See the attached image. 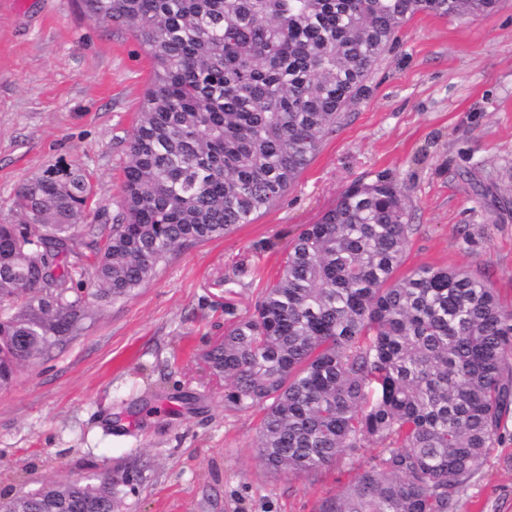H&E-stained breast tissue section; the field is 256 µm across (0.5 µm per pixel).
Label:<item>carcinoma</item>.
<instances>
[{"mask_svg": "<svg viewBox=\"0 0 512 512\" xmlns=\"http://www.w3.org/2000/svg\"><path fill=\"white\" fill-rule=\"evenodd\" d=\"M497 0H81L129 26L152 61L109 231L86 223L80 170L23 184L0 224V388L62 344L86 298L144 287L182 246L218 240L281 200L400 25L471 18ZM411 224L392 181L357 182L288 245L251 314L224 303L204 356L258 407V452L301 477L377 444L381 453L321 512H453L512 416V310L461 268L398 277ZM101 240L90 287L69 261ZM120 480L45 485L4 512H113Z\"/></svg>", "mask_w": 512, "mask_h": 512, "instance_id": "carcinoma-1", "label": "carcinoma"}]
</instances>
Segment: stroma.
<instances>
[{
    "label": "stroma",
    "instance_id": "stroma-1",
    "mask_svg": "<svg viewBox=\"0 0 512 512\" xmlns=\"http://www.w3.org/2000/svg\"><path fill=\"white\" fill-rule=\"evenodd\" d=\"M151 76L129 27L91 21L74 0H0V219L27 178L58 165L88 175L111 227ZM380 178L411 213L400 274L461 267L512 309V0L469 21L402 24L281 201L177 250L132 295L87 301L62 348L21 363L0 389V497L139 459L146 479L118 512H320L343 493L378 446L304 477L271 473L260 412L229 403L201 356L224 331L225 302L253 311L305 225L350 184ZM507 430L454 512H512V420Z\"/></svg>",
    "mask_w": 512,
    "mask_h": 512
}]
</instances>
